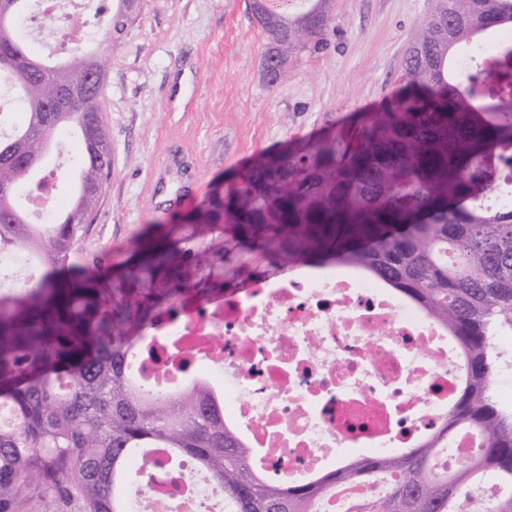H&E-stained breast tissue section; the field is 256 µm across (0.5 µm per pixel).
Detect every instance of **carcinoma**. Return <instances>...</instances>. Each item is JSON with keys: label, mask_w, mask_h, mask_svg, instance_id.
<instances>
[{"label": "carcinoma", "mask_w": 512, "mask_h": 512, "mask_svg": "<svg viewBox=\"0 0 512 512\" xmlns=\"http://www.w3.org/2000/svg\"><path fill=\"white\" fill-rule=\"evenodd\" d=\"M331 2L269 3L282 36L266 54L318 46ZM34 12L33 0H0V83L23 104L0 107V248L38 266L31 282L0 291V408L10 414L0 425V512H126L125 486L142 474L129 461L159 450L213 479L228 512H314L333 488L375 475L390 477V489L354 512H454L486 474L511 487L495 512H512V415L489 394V326L512 312V207L482 203L512 184V47L477 75L455 68L480 34L512 29V0H437L384 111L257 156L187 221L150 225L107 268L76 262L74 251L112 170L103 93L67 97L85 87L100 51L80 45L38 68L24 35ZM134 20L117 0L105 40L120 42ZM72 129L76 191L60 216L32 224L19 190ZM299 265L367 270L448 329L466 377L435 437L290 484L256 469L206 382L162 395L133 380L134 355L165 314ZM457 430L477 432L480 448L441 472L437 451Z\"/></svg>", "instance_id": "cac0c4a2"}]
</instances>
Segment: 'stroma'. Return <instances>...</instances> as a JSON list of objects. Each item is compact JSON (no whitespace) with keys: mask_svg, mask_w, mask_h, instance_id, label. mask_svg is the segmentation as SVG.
<instances>
[{"mask_svg":"<svg viewBox=\"0 0 512 512\" xmlns=\"http://www.w3.org/2000/svg\"><path fill=\"white\" fill-rule=\"evenodd\" d=\"M435 5L336 0L322 45L269 85L249 0H141L126 36L106 51L112 172L78 241L83 256H108L147 225L187 215L168 200L193 179L211 190L263 151L377 111L398 91L406 51Z\"/></svg>","mask_w":512,"mask_h":512,"instance_id":"stroma-1","label":"stroma"}]
</instances>
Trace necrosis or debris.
Masks as SVG:
<instances>
[{"mask_svg":"<svg viewBox=\"0 0 512 512\" xmlns=\"http://www.w3.org/2000/svg\"><path fill=\"white\" fill-rule=\"evenodd\" d=\"M157 357L134 369L138 381L169 392L190 379L216 391L224 419L259 451L258 464L292 483L345 452L390 455L412 448L447 415L465 375L447 331L418 305L353 271H321L237 284L218 305H188L154 330ZM193 352L184 361L181 352ZM148 468V496L129 512H224L206 508L207 477L164 454ZM381 476L318 501L315 512H352L385 492Z\"/></svg>","mask_w":512,"mask_h":512,"instance_id":"4bbe7bcc","label":"necrosis or debris"}]
</instances>
